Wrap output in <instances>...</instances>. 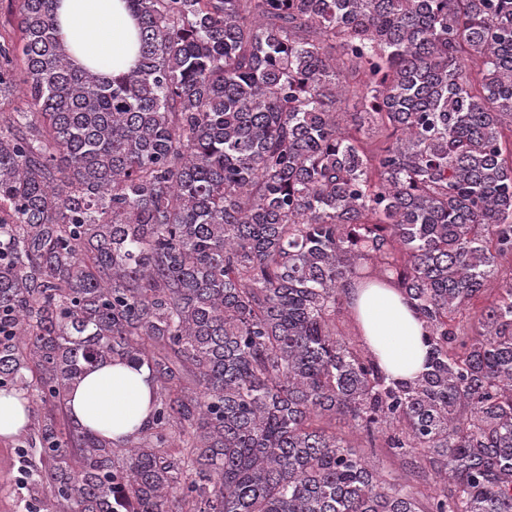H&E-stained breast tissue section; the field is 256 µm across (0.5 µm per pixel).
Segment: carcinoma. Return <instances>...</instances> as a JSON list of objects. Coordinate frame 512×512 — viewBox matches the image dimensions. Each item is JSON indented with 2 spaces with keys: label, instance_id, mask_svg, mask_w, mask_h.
Masks as SVG:
<instances>
[{
  "label": "carcinoma",
  "instance_id": "carcinoma-1",
  "mask_svg": "<svg viewBox=\"0 0 512 512\" xmlns=\"http://www.w3.org/2000/svg\"><path fill=\"white\" fill-rule=\"evenodd\" d=\"M126 2L118 77L71 61L54 0L0 33L25 512H512V0ZM385 280L428 330L409 382L336 321L346 286ZM111 359L156 383L118 442L67 410ZM358 452L369 457L375 469L383 475L400 476L408 479L407 471L402 467L401 461L386 452L385 448H359Z\"/></svg>",
  "mask_w": 512,
  "mask_h": 512
}]
</instances>
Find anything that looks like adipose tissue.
Returning a JSON list of instances; mask_svg holds the SVG:
<instances>
[{"label":"adipose tissue","mask_w":512,"mask_h":512,"mask_svg":"<svg viewBox=\"0 0 512 512\" xmlns=\"http://www.w3.org/2000/svg\"><path fill=\"white\" fill-rule=\"evenodd\" d=\"M58 35L74 63L109 76L127 72L138 49L137 22L125 0H57ZM348 308L365 347L390 379L409 381L424 369L426 328L413 303L388 282L355 283ZM155 383L146 368L103 361L69 393L81 427L118 441L152 419Z\"/></svg>","instance_id":"1"}]
</instances>
